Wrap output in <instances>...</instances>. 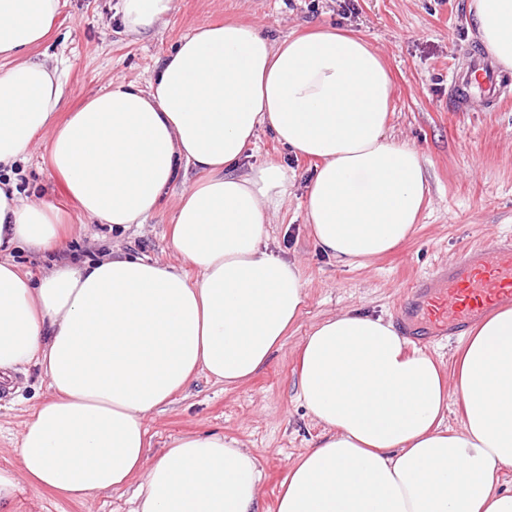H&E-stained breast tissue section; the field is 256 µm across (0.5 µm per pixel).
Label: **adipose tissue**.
Here are the masks:
<instances>
[{
    "mask_svg": "<svg viewBox=\"0 0 512 512\" xmlns=\"http://www.w3.org/2000/svg\"><path fill=\"white\" fill-rule=\"evenodd\" d=\"M60 0H0V248L62 249L65 215L23 199L13 175L38 134L82 214L143 223L178 164L203 173L179 199L170 242L196 271L125 253L62 264L40 279L0 261V382L40 367L18 467L0 468V512L20 477L68 498L143 480L131 512H257L256 457L222 434L172 439L154 462L145 417L197 374L227 386L261 369L305 302L295 262L269 249L270 210L288 174L236 168L259 129L318 160L306 219L319 250L360 267L413 232L428 192L419 151L387 128L392 79L362 38L332 27L274 40L249 24L203 22L147 88L119 83L60 118L58 68L24 58L52 31ZM175 0H120L125 34L164 21ZM476 37L512 71V0H469ZM382 317L347 312L299 349V397L325 433L301 454L277 512H512V307L470 330L454 378ZM459 429L442 425L449 391Z\"/></svg>",
    "mask_w": 512,
    "mask_h": 512,
    "instance_id": "1",
    "label": "adipose tissue"
}]
</instances>
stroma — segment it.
I'll use <instances>...</instances> for the list:
<instances>
[{
  "mask_svg": "<svg viewBox=\"0 0 512 512\" xmlns=\"http://www.w3.org/2000/svg\"><path fill=\"white\" fill-rule=\"evenodd\" d=\"M116 2L60 0L53 31L26 53L62 70L64 109L117 83L146 87L160 61L203 22L250 23L273 39L335 27L363 37L384 58L394 82L389 133L416 148L426 168L429 192L411 238L368 265L346 268L318 250L306 223L313 161L288 150L266 129L244 152L239 173L269 162L288 171V195L273 216L268 245L298 263L306 304L249 381L227 387L199 375L169 404L148 413L147 458L155 460L173 438L188 433L237 439L263 472L260 512H276L289 468L324 434L298 398V351L312 328L349 310L398 321L404 291L414 278L452 261L463 245L512 233V100L496 109L477 99L469 111L448 109V72L478 45L469 0H176L173 13L141 36L120 33ZM50 138L47 132L40 135L17 163L19 191L68 214L72 229L64 249L37 253L19 247L8 252L10 261L37 276L56 262L93 261L120 250L187 270L171 247L169 230L181 193L199 178L196 170H179L145 223L115 231L80 215L50 163ZM49 396L47 380L35 366L18 373L12 389L0 385V468L17 467L30 409ZM134 492L130 486L78 501L24 480L13 512H130Z\"/></svg>",
  "mask_w": 512,
  "mask_h": 512,
  "instance_id": "obj_1",
  "label": "stroma"
}]
</instances>
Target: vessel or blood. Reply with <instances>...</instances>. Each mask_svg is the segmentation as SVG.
<instances>
[{"mask_svg":"<svg viewBox=\"0 0 512 512\" xmlns=\"http://www.w3.org/2000/svg\"><path fill=\"white\" fill-rule=\"evenodd\" d=\"M451 104L465 108L477 98L494 107L508 98L498 72L481 56L471 55L467 64L448 75ZM441 292L442 324L436 335H461L486 310L484 301L496 296L512 302V237L491 238L482 244L462 247L456 259L419 277L401 306L400 320L408 335H420L415 322L434 292Z\"/></svg>","mask_w":512,"mask_h":512,"instance_id":"1","label":"vessel or blood"}]
</instances>
